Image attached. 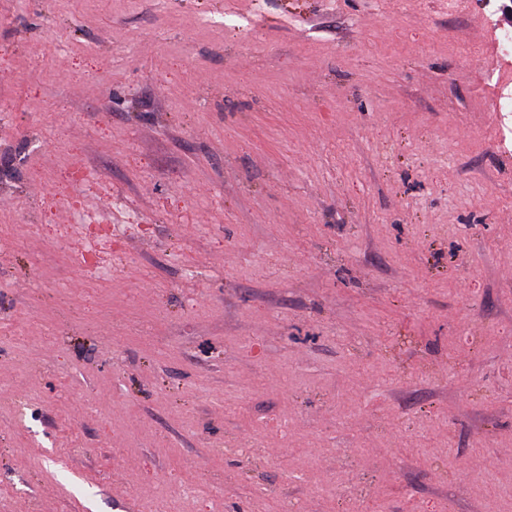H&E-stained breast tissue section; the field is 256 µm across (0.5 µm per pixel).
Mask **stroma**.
Segmentation results:
<instances>
[{"mask_svg":"<svg viewBox=\"0 0 512 512\" xmlns=\"http://www.w3.org/2000/svg\"><path fill=\"white\" fill-rule=\"evenodd\" d=\"M502 6L0 0V512H512Z\"/></svg>","mask_w":512,"mask_h":512,"instance_id":"obj_1","label":"stroma"}]
</instances>
